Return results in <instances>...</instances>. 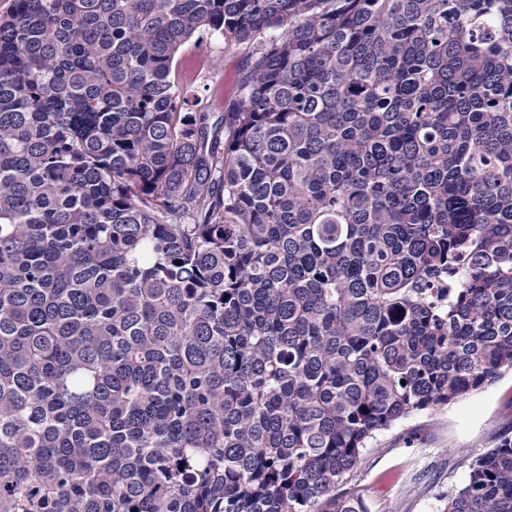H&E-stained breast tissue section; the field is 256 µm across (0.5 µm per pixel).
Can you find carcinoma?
I'll use <instances>...</instances> for the list:
<instances>
[{
  "label": "carcinoma",
  "mask_w": 512,
  "mask_h": 512,
  "mask_svg": "<svg viewBox=\"0 0 512 512\" xmlns=\"http://www.w3.org/2000/svg\"><path fill=\"white\" fill-rule=\"evenodd\" d=\"M250 44L188 111L194 37ZM512 370V0H13L0 512H360ZM444 512H512V438Z\"/></svg>",
  "instance_id": "1"
}]
</instances>
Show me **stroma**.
<instances>
[{
	"label": "stroma",
	"mask_w": 512,
	"mask_h": 512,
	"mask_svg": "<svg viewBox=\"0 0 512 512\" xmlns=\"http://www.w3.org/2000/svg\"><path fill=\"white\" fill-rule=\"evenodd\" d=\"M251 48L217 36L186 44L177 60L190 77L184 89L207 111L221 114L240 97ZM512 435V371L448 409L396 422L377 435L341 487L366 512H443L449 494L468 478V464Z\"/></svg>",
	"instance_id": "stroma-1"
}]
</instances>
